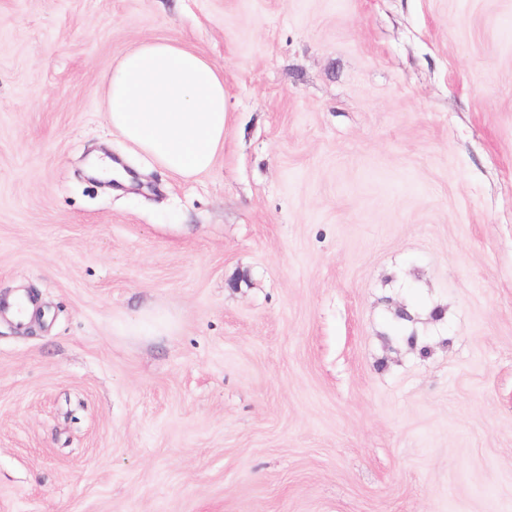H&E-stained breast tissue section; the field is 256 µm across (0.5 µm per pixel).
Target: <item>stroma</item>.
Instances as JSON below:
<instances>
[{"label": "stroma", "instance_id": "35a3bbf8", "mask_svg": "<svg viewBox=\"0 0 512 512\" xmlns=\"http://www.w3.org/2000/svg\"><path fill=\"white\" fill-rule=\"evenodd\" d=\"M155 38L224 72L190 178L106 118ZM21 295L0 512H512V0H0Z\"/></svg>", "mask_w": 512, "mask_h": 512}]
</instances>
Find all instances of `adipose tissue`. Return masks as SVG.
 Masks as SVG:
<instances>
[{
  "instance_id": "ef3b65f1",
  "label": "adipose tissue",
  "mask_w": 512,
  "mask_h": 512,
  "mask_svg": "<svg viewBox=\"0 0 512 512\" xmlns=\"http://www.w3.org/2000/svg\"><path fill=\"white\" fill-rule=\"evenodd\" d=\"M106 110L123 137L182 177L209 170L224 148V73L170 39L119 60L106 77Z\"/></svg>"
}]
</instances>
